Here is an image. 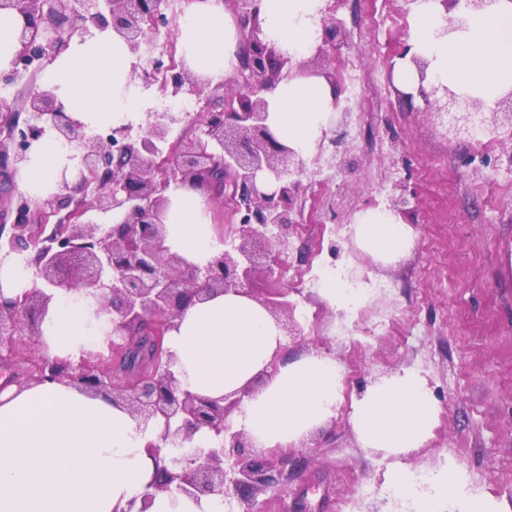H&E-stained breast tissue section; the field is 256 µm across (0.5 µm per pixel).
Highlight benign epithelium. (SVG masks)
<instances>
[{"instance_id": "7a95c632", "label": "benign epithelium", "mask_w": 512, "mask_h": 512, "mask_svg": "<svg viewBox=\"0 0 512 512\" xmlns=\"http://www.w3.org/2000/svg\"><path fill=\"white\" fill-rule=\"evenodd\" d=\"M463 9H458L459 2ZM53 7L44 10L47 3ZM238 14L241 30L237 52L238 74H246L247 89L225 99L219 109L202 110L192 125L199 135L185 142L168 143L173 125L181 118L172 110L147 113L146 127L111 128L81 144L78 180L64 185V192L33 206L19 193L12 197L15 213L12 232L3 237L0 253L9 256L31 252L27 261L32 272L31 288L22 297L0 302V350L10 359L30 340H39L40 323L48 304L60 291H85L101 300L112 313L109 354L79 360L39 356L25 374L23 385L48 382L69 383L91 396H102L123 407L144 424L161 421L162 441H190L207 429L218 439L212 448H186L166 465L158 456L159 446L150 445L157 476L141 495L138 512H147L159 491L175 489L192 499L224 494L230 490L250 497L282 472L286 459H273L247 449L243 433L231 430L227 417L254 390V385L211 399L182 391L177 386L174 362L164 348L166 332L176 327L189 305L217 293L250 296L246 283L263 264L270 248L266 232L293 223L291 213L301 183L297 174L302 158L281 143L268 120L265 94L289 78L292 66L274 46L261 37L259 0H229ZM494 0H442L447 10L458 9L445 33L462 29L468 15L486 9ZM86 14H79L72 0H0V13L24 18L20 45L13 68L0 76L14 80L21 72L43 70L67 45L62 32L91 34L111 29L120 35L137 60L134 77L146 88L164 96L200 93L197 80L173 55L146 58L152 37L160 29L177 28L178 14L167 15L163 0H86ZM321 43L312 61L330 63L339 49L342 22L336 7L322 11ZM433 114L453 115L446 132L474 137L491 131L500 122L512 124V89L504 91L487 112L477 101L448 86L432 88ZM30 118L19 123L9 103L5 113L8 141H0V186L13 184V176L28 160V151L50 124L65 140L78 139L81 125L64 111L51 90L32 91L26 99ZM233 188L224 198L223 185ZM202 190L210 199L230 206L239 224V243H231L203 269L191 266L163 247L161 216L167 204L170 183ZM121 212L119 224H99L91 213ZM275 319L287 315L293 323L294 304L288 290L276 298L260 301ZM152 369L120 375L117 368L141 344ZM232 460L224 468L225 459Z\"/></svg>"}]
</instances>
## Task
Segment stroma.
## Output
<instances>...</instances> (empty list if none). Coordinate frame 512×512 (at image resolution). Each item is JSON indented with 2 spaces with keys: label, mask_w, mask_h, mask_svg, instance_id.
<instances>
[{
  "label": "stroma",
  "mask_w": 512,
  "mask_h": 512,
  "mask_svg": "<svg viewBox=\"0 0 512 512\" xmlns=\"http://www.w3.org/2000/svg\"><path fill=\"white\" fill-rule=\"evenodd\" d=\"M338 15L346 37L328 66L338 106L305 160L293 225L270 240L288 270L259 268L249 288L261 300L290 289L299 329L276 360L332 357L342 399L335 417L288 448L282 476L249 498L226 494L227 508L386 512L390 461L361 447L349 416L375 377L404 368L427 379L440 405L431 438L406 464L424 472L453 457L476 491L512 506V125L478 141L447 138L428 101L396 81L414 25L403 0H344ZM356 85L376 95L366 110L349 103ZM380 206L396 207L415 232L393 265L351 243L356 215ZM338 265L375 285L352 317L318 292ZM295 272L305 287H294Z\"/></svg>",
  "instance_id": "35a3bbf8"
}]
</instances>
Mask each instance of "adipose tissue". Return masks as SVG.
<instances>
[{
  "instance_id": "ef3b65f1",
  "label": "adipose tissue",
  "mask_w": 512,
  "mask_h": 512,
  "mask_svg": "<svg viewBox=\"0 0 512 512\" xmlns=\"http://www.w3.org/2000/svg\"><path fill=\"white\" fill-rule=\"evenodd\" d=\"M325 0H260L263 34L285 56L302 60L320 42ZM448 16L438 0L415 8L414 51L428 63L432 85H450L483 102L512 87V0H495L472 14L467 30L446 37ZM179 52L193 73L218 78L237 64L238 28L224 0H192L179 20ZM134 57L110 30L74 38L42 71L38 88L53 90L65 112L91 132L138 125L147 94L132 75ZM268 123L299 157L312 155L335 106L332 85L320 76L297 75L268 93ZM73 144L49 130L33 143L19 186L46 199L63 182H75ZM164 246L192 266L205 267L218 254L213 205L199 191L178 183L166 192ZM355 247L385 264L397 262L415 235L390 210L367 209L351 226ZM319 293L333 308L356 313L371 286L352 282L343 267L327 270ZM112 331L109 314L81 292L57 294L41 325L40 340L50 357L79 359L105 347ZM284 344L280 324L257 302L221 293L182 313L165 336L177 362L181 389L219 398L257 375L265 385L243 402L231 425L260 448L297 444L316 425L333 417L342 391L340 366L311 354L273 366ZM439 406L427 380L405 369L370 388L353 406L350 424L363 447L395 457L385 480L402 512H512L495 497L475 493L465 470L446 458L416 482L401 456L430 438ZM162 423L142 424L112 401L92 397L64 383H45L0 392V512H125L155 473L149 444L164 459L179 456V444L162 442ZM150 512H225L223 496L194 501L174 491L156 493Z\"/></svg>"
}]
</instances>
